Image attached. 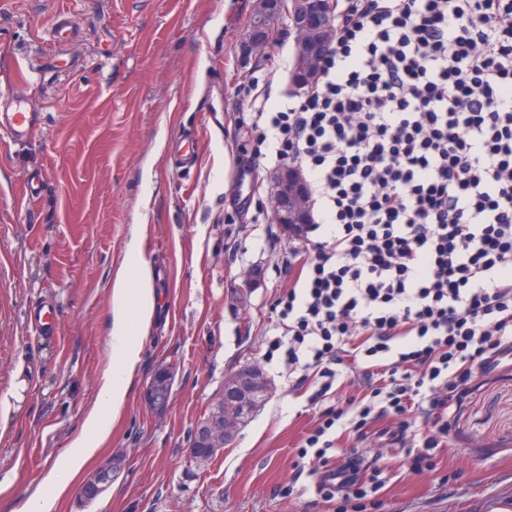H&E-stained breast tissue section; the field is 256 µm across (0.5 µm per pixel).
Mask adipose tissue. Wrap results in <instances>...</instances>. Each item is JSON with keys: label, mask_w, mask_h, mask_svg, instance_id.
<instances>
[{"label": "adipose tissue", "mask_w": 512, "mask_h": 512, "mask_svg": "<svg viewBox=\"0 0 512 512\" xmlns=\"http://www.w3.org/2000/svg\"><path fill=\"white\" fill-rule=\"evenodd\" d=\"M111 291L115 299L110 321L112 365L100 385L98 403L86 417L69 452L45 469L37 490L17 512H57L59 499L70 482L99 456L112 431L113 418L119 415L134 388L140 363V349L134 335L146 333L156 308L148 266H140L135 277L117 278Z\"/></svg>", "instance_id": "obj_1"}]
</instances>
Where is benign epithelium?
I'll list each match as a JSON object with an SVG mask.
<instances>
[{
  "label": "benign epithelium",
  "instance_id": "benign-epithelium-1",
  "mask_svg": "<svg viewBox=\"0 0 512 512\" xmlns=\"http://www.w3.org/2000/svg\"><path fill=\"white\" fill-rule=\"evenodd\" d=\"M334 7V0H293L288 14L289 28L294 33L295 44L310 59L327 46V17ZM271 205L276 223L282 230L295 237L311 223L307 189L303 174L285 165L278 172V182L271 195ZM269 383L264 372L256 366L239 369L224 380V392L215 409L195 426L189 455L203 450L216 455L230 445L243 423L255 410V397L267 396ZM171 385L161 387L151 380L146 390L149 407L164 412L169 406Z\"/></svg>",
  "mask_w": 512,
  "mask_h": 512
}]
</instances>
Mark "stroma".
<instances>
[{
	"label": "stroma",
	"mask_w": 512,
	"mask_h": 512,
	"mask_svg": "<svg viewBox=\"0 0 512 512\" xmlns=\"http://www.w3.org/2000/svg\"><path fill=\"white\" fill-rule=\"evenodd\" d=\"M256 0H0V96L21 98L41 123L24 142L0 139V399L26 381L0 417V512H14L46 466L65 453L95 406L112 362L109 283L136 262L153 276L158 318L140 340L138 378L99 458L125 460L93 501L72 485L59 512H336L289 492L297 450L319 408L313 384L273 343L275 309L296 281L299 240L273 219L271 156H256L251 100L296 94L294 35L280 27L269 56L247 60ZM72 16L66 49L49 39ZM75 55L76 68L54 59ZM43 64L29 79L25 64ZM193 142L184 172L175 141ZM251 167L250 194L232 188ZM39 184L27 202L26 180ZM138 238L140 252L127 244ZM257 270L245 282L248 270ZM50 305L56 335L38 334L30 309ZM262 369L267 402L216 458L188 454L197 421L225 378ZM173 372L168 409L144 392ZM434 471L404 472V450L375 431L357 451L393 475L379 512H512V371L477 378L448 419Z\"/></svg>",
	"instance_id": "stroma-1"
}]
</instances>
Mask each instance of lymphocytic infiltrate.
<instances>
[{
	"mask_svg": "<svg viewBox=\"0 0 512 512\" xmlns=\"http://www.w3.org/2000/svg\"><path fill=\"white\" fill-rule=\"evenodd\" d=\"M338 3L318 82L257 110L256 126L321 208L276 344L319 378L313 401L345 358L363 379L298 455L314 497L377 512L390 480L377 461L360 467L366 484L329 481L342 436L393 420L422 473L448 437L449 393L512 343V0Z\"/></svg>",
	"mask_w": 512,
	"mask_h": 512,
	"instance_id": "obj_1",
	"label": "lymphocytic infiltrate"
}]
</instances>
